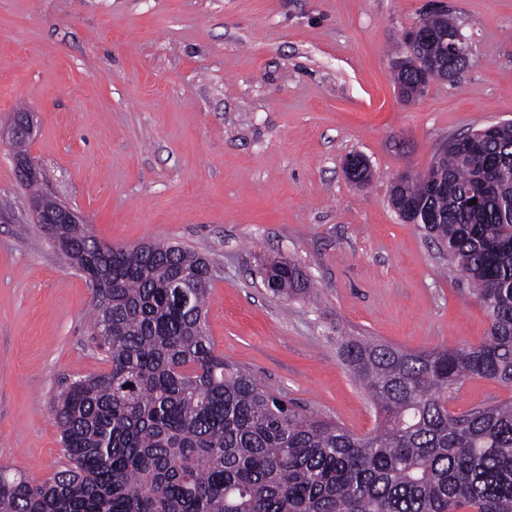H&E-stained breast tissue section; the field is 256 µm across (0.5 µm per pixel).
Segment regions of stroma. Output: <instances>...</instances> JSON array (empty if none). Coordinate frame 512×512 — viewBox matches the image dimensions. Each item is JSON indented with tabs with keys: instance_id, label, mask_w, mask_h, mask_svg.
I'll return each mask as SVG.
<instances>
[{
	"instance_id": "35a3bbf8",
	"label": "stroma",
	"mask_w": 512,
	"mask_h": 512,
	"mask_svg": "<svg viewBox=\"0 0 512 512\" xmlns=\"http://www.w3.org/2000/svg\"><path fill=\"white\" fill-rule=\"evenodd\" d=\"M435 3L468 62L407 103L393 65ZM19 111L34 115L40 192L104 243L208 257L215 353L299 411L374 429L338 337L432 349L488 333L466 280L389 196L448 137L512 121V0H0V126ZM352 154L370 165L366 185L345 175ZM30 200L0 143V466L43 482L65 461L55 396L107 365L88 329L93 285ZM276 260L315 297L266 288ZM509 399L512 387L476 377L448 407Z\"/></svg>"
}]
</instances>
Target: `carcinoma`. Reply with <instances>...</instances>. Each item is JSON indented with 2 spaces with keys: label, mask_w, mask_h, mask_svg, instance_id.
Listing matches in <instances>:
<instances>
[{
  "label": "carcinoma",
  "mask_w": 512,
  "mask_h": 512,
  "mask_svg": "<svg viewBox=\"0 0 512 512\" xmlns=\"http://www.w3.org/2000/svg\"><path fill=\"white\" fill-rule=\"evenodd\" d=\"M448 15L417 24L414 57L447 79L466 65ZM420 69L397 66L401 94ZM480 193L477 202L471 190ZM397 215L448 255L490 318L475 346L411 349L345 336L340 357L379 421L366 435L307 415L214 353L205 327L212 262L180 246L132 248L68 224L71 260L101 259L89 321L107 371L53 404L66 462L42 483L0 469V512H512V400L455 414L470 378L512 385V122L448 139L423 176L391 188ZM273 292L314 293L293 263Z\"/></svg>",
  "instance_id": "carcinoma-1"
}]
</instances>
